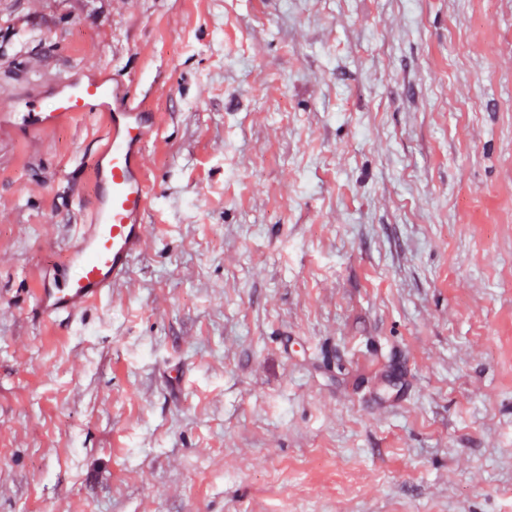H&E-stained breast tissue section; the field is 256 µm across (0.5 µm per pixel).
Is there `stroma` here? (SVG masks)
<instances>
[{"mask_svg":"<svg viewBox=\"0 0 512 512\" xmlns=\"http://www.w3.org/2000/svg\"><path fill=\"white\" fill-rule=\"evenodd\" d=\"M109 75L149 234L76 318L104 116H0V512H512V0H0V109Z\"/></svg>","mask_w":512,"mask_h":512,"instance_id":"1","label":"stroma"}]
</instances>
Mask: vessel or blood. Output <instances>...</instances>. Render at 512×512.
I'll return each instance as SVG.
<instances>
[{"label": "vessel or blood", "mask_w": 512, "mask_h": 512, "mask_svg": "<svg viewBox=\"0 0 512 512\" xmlns=\"http://www.w3.org/2000/svg\"><path fill=\"white\" fill-rule=\"evenodd\" d=\"M128 85L101 78L64 84L51 110L36 100L16 102L12 115L26 129L55 128L77 112L104 113L107 134L90 156L93 203L64 260L51 266L36 294L45 318L77 315L128 277L146 242L145 213L154 193L141 156L155 133L156 115L145 106H132Z\"/></svg>", "instance_id": "obj_1"}]
</instances>
